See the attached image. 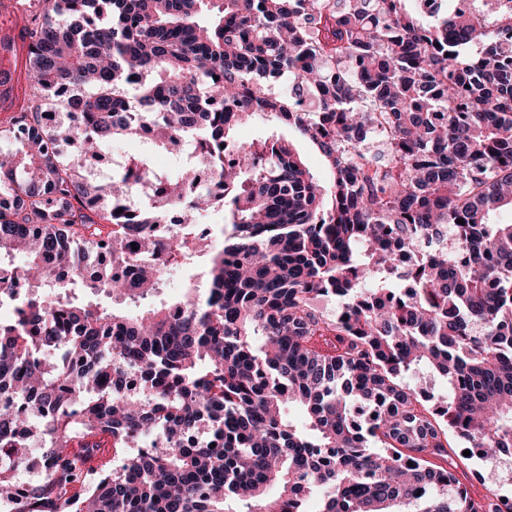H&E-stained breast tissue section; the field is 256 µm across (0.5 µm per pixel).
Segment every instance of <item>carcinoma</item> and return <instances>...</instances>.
Returning <instances> with one entry per match:
<instances>
[{
	"label": "carcinoma",
	"mask_w": 512,
	"mask_h": 512,
	"mask_svg": "<svg viewBox=\"0 0 512 512\" xmlns=\"http://www.w3.org/2000/svg\"><path fill=\"white\" fill-rule=\"evenodd\" d=\"M44 2L0 124V297L22 292L0 320V503L305 512L320 489L319 512H500L448 434L483 459L512 448V223L491 219L512 210V10L426 24L408 0ZM60 89L84 127L45 108ZM256 117L314 142L329 182L284 139L230 136ZM145 132L198 153L127 208L150 155L108 179L91 165ZM216 207L225 224L198 222ZM424 241L439 249L400 272ZM172 264L194 274L165 301ZM330 295L332 319L314 305ZM422 370L448 387L432 406ZM104 439L134 452L82 489ZM36 442L43 478L24 489Z\"/></svg>",
	"instance_id": "obj_1"
}]
</instances>
